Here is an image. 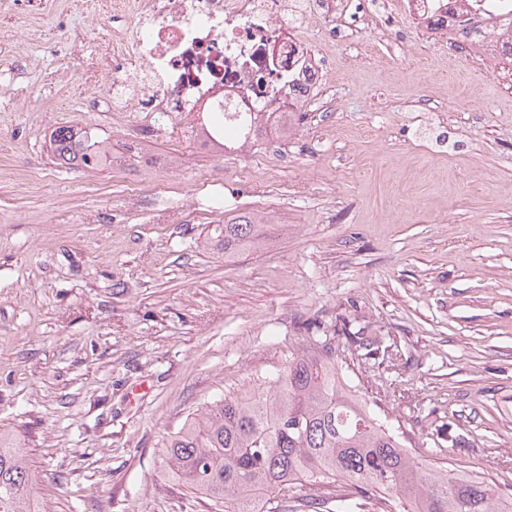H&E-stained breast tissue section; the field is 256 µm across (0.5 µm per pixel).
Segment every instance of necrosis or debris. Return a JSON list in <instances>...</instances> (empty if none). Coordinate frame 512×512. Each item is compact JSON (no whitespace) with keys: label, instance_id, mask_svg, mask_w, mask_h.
Masks as SVG:
<instances>
[{"label":"necrosis or debris","instance_id":"obj_1","mask_svg":"<svg viewBox=\"0 0 512 512\" xmlns=\"http://www.w3.org/2000/svg\"><path fill=\"white\" fill-rule=\"evenodd\" d=\"M387 21L403 18L436 36L448 34L450 16L480 14L476 42L495 71L504 37L512 38V0H380ZM335 0H103L84 29L71 30L80 52L88 30L116 21L112 54L83 59L81 108L128 118L153 112L181 122L196 116L214 138L236 142L247 122L277 124L293 103L310 97L333 72L308 39L319 28L333 44L343 19L322 25Z\"/></svg>","mask_w":512,"mask_h":512}]
</instances>
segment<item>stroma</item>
Wrapping results in <instances>:
<instances>
[{"label":"stroma","instance_id":"stroma-1","mask_svg":"<svg viewBox=\"0 0 512 512\" xmlns=\"http://www.w3.org/2000/svg\"><path fill=\"white\" fill-rule=\"evenodd\" d=\"M47 2L0 0V433L47 512H212L166 474L169 436L325 334L407 448L512 495V67L449 65L459 48L404 25L365 28L358 51L315 34L336 80L303 122L213 153L189 115L125 134L78 111L56 18L99 0ZM67 122L146 160L58 165ZM245 213L266 244L225 256L210 231ZM342 319L390 362H359Z\"/></svg>","mask_w":512,"mask_h":512}]
</instances>
